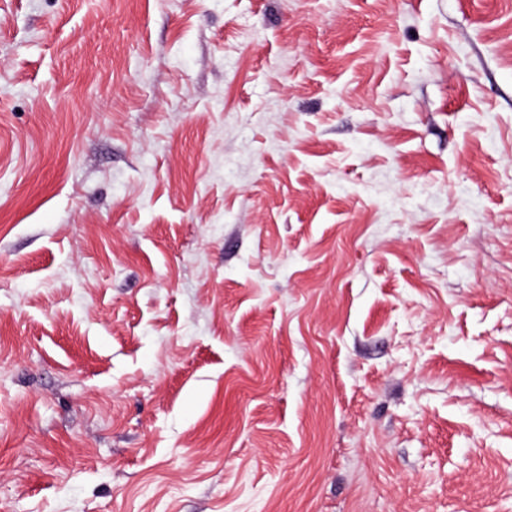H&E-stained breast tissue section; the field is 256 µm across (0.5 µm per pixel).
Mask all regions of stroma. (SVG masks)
Returning <instances> with one entry per match:
<instances>
[{
    "label": "stroma",
    "mask_w": 512,
    "mask_h": 512,
    "mask_svg": "<svg viewBox=\"0 0 512 512\" xmlns=\"http://www.w3.org/2000/svg\"><path fill=\"white\" fill-rule=\"evenodd\" d=\"M0 512H512V0H0Z\"/></svg>",
    "instance_id": "35a3bbf8"
}]
</instances>
